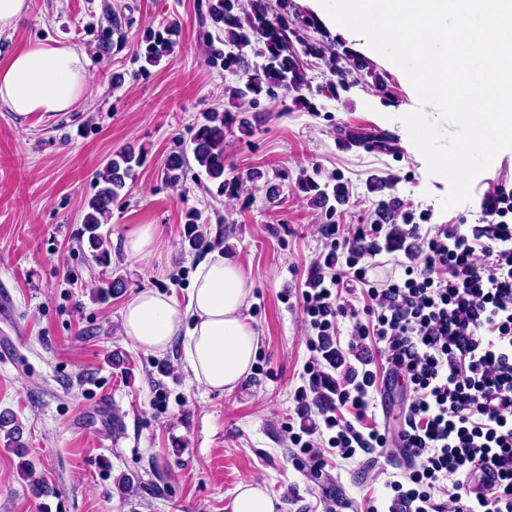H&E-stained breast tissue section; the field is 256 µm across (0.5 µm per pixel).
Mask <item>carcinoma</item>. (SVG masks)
Instances as JSON below:
<instances>
[{
    "label": "carcinoma",
    "mask_w": 512,
    "mask_h": 512,
    "mask_svg": "<svg viewBox=\"0 0 512 512\" xmlns=\"http://www.w3.org/2000/svg\"><path fill=\"white\" fill-rule=\"evenodd\" d=\"M209 13L214 23L224 27V46L229 48L224 54V69L240 71L246 76L243 85L233 89V95L241 101L263 92L272 94L277 89L298 93L308 86L310 78L299 59L301 53L322 61L332 72L343 60L339 52L329 51L321 44L300 37L287 17L270 12L266 0H213ZM140 51L146 62L154 63L170 53L171 42L160 33H150L142 37ZM232 124L233 117L224 111L207 113L190 147L194 161L216 186L217 193L229 198L235 196L242 185L240 177L226 176L224 143ZM140 163L141 157L128 151L109 160L96 174L102 187L88 202L89 212L84 217V232L88 233V246L96 260L108 252L107 241L98 229L108 222L112 205L121 200L126 180ZM304 190L314 192L312 202L320 207L326 206L330 197H340L338 190L330 191L326 185L322 187L312 183ZM197 220L198 217L192 213L186 215L189 226L186 239L192 248L205 243ZM0 432L5 433L8 446L25 449L22 424L9 410L0 411ZM20 472L30 480L36 494L50 493L49 486L43 478L35 475L29 462L21 463Z\"/></svg>",
    "instance_id": "obj_1"
}]
</instances>
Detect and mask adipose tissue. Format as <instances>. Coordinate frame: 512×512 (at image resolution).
I'll list each match as a JSON object with an SVG mask.
<instances>
[{"mask_svg": "<svg viewBox=\"0 0 512 512\" xmlns=\"http://www.w3.org/2000/svg\"><path fill=\"white\" fill-rule=\"evenodd\" d=\"M85 51L56 40L27 43L0 62V109L20 116L68 112L88 87ZM251 273L222 250L197 262L186 301L155 289L139 291L123 308L121 332L136 348L164 356L174 340L192 377L207 390L230 392L251 373L257 333L245 311Z\"/></svg>", "mask_w": 512, "mask_h": 512, "instance_id": "adipose-tissue-1", "label": "adipose tissue"}]
</instances>
